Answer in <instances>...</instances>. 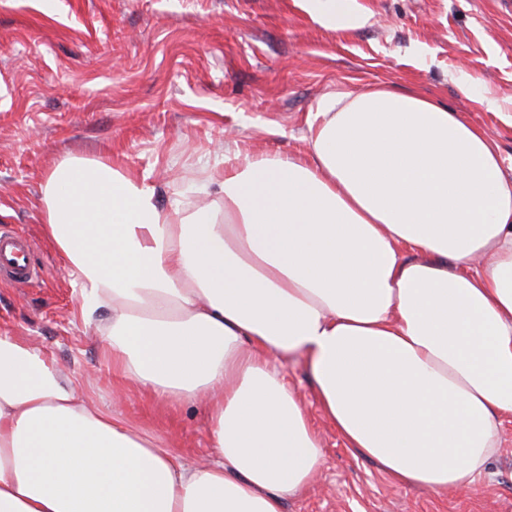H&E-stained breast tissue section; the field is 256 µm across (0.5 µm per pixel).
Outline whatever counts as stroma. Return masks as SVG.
Wrapping results in <instances>:
<instances>
[{
  "mask_svg": "<svg viewBox=\"0 0 512 512\" xmlns=\"http://www.w3.org/2000/svg\"><path fill=\"white\" fill-rule=\"evenodd\" d=\"M365 24L326 26L303 0H0V227L25 232L41 270L0 283V332L44 350L95 402L116 390L80 293L41 232L42 184L63 156L105 158L155 189L160 206L198 199L224 145L305 157L321 100L387 86L458 112L512 177V0H357ZM471 81L470 94L459 85ZM288 381L325 464L284 512H512V417L472 487L437 494L393 484L345 447L319 411L302 358ZM121 409L160 447L208 454L198 405L130 389Z\"/></svg>",
  "mask_w": 512,
  "mask_h": 512,
  "instance_id": "1",
  "label": "stroma"
}]
</instances>
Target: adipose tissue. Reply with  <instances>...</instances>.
I'll return each mask as SVG.
<instances>
[{
  "label": "adipose tissue",
  "instance_id": "ef3b65f1",
  "mask_svg": "<svg viewBox=\"0 0 512 512\" xmlns=\"http://www.w3.org/2000/svg\"><path fill=\"white\" fill-rule=\"evenodd\" d=\"M294 159L228 154L210 204L65 156L41 229L118 385L203 406L211 452L158 446L0 335V512H283L324 456L304 354L345 446L394 483L472 487L512 415V181L414 91L328 97Z\"/></svg>",
  "mask_w": 512,
  "mask_h": 512
}]
</instances>
